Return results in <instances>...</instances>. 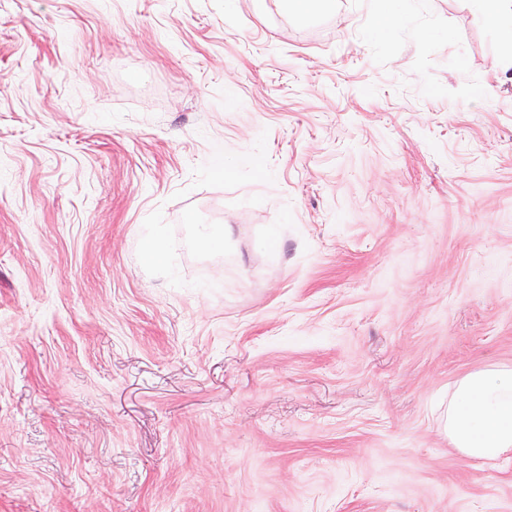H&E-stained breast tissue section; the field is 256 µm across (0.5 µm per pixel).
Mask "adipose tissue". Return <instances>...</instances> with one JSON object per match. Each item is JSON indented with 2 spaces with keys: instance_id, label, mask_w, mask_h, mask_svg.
<instances>
[{
  "instance_id": "1",
  "label": "adipose tissue",
  "mask_w": 512,
  "mask_h": 512,
  "mask_svg": "<svg viewBox=\"0 0 512 512\" xmlns=\"http://www.w3.org/2000/svg\"><path fill=\"white\" fill-rule=\"evenodd\" d=\"M440 427L450 445L470 459L512 456V367L472 372L448 395Z\"/></svg>"
}]
</instances>
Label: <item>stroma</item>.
<instances>
[{"mask_svg": "<svg viewBox=\"0 0 512 512\" xmlns=\"http://www.w3.org/2000/svg\"><path fill=\"white\" fill-rule=\"evenodd\" d=\"M401 9L0 0V512H512V55ZM450 445L470 459L512 456V367L472 372L448 394L440 420Z\"/></svg>", "mask_w": 512, "mask_h": 512, "instance_id": "stroma-1", "label": "stroma"}]
</instances>
